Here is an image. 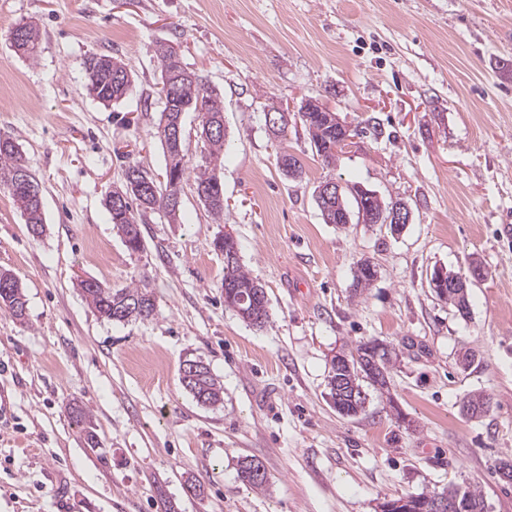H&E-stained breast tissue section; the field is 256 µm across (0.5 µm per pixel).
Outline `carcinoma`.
Returning a JSON list of instances; mask_svg holds the SVG:
<instances>
[{
    "label": "carcinoma",
    "instance_id": "1",
    "mask_svg": "<svg viewBox=\"0 0 512 512\" xmlns=\"http://www.w3.org/2000/svg\"><path fill=\"white\" fill-rule=\"evenodd\" d=\"M12 36L20 40L16 47L17 52L34 60L38 57L41 32L37 24L29 22L15 27ZM154 55L157 59L161 73L160 92L164 96L163 108L159 121L167 118L168 105L184 112H198L201 114V136L205 139L209 162H216L224 158V146L226 134L210 135L206 133L208 118H221L224 116V104L218 93L211 90L203 82L197 80L182 79L178 81V87L171 92L167 89L166 74L176 69L173 61V47L169 42L158 41L154 46ZM96 56L92 55L84 62L85 87L95 100L109 105L126 97L130 87L112 79V70L107 64L94 65ZM300 120L308 129L311 142L316 154L328 164L336 155V150L343 143L336 141V123L329 119L327 112H304ZM166 167L163 179L158 180L149 175L137 165H131L127 173H132L141 180H147L153 186L146 198L134 197L143 210H160L169 212V203L172 196L182 190L186 178L188 165L185 159L184 149L177 147H165ZM30 169L29 160L18 144L13 140L0 142V188L6 190L17 204L25 217L27 228H39L45 231L42 204L28 189L16 184L18 172ZM217 167H206L195 176L194 185L197 195H206L211 198L208 204L209 212L214 218L219 219L224 214V182L216 175ZM370 206V210L381 213L386 212L392 203H383L377 196H366L360 193L357 186H348L342 189L341 200L338 203L340 219H329L327 223L344 225L349 222L353 211L361 210L364 206ZM105 206L109 220L116 226L124 237V242L133 253L143 249V239L139 224L133 215L130 202L125 200L116 202L112 200V192L105 195ZM375 278V271L357 265L353 278L354 290L368 287ZM223 283L229 284L224 289V306L235 311L243 320L257 327L264 326L268 319V310L262 308L263 300L267 295L257 298L253 291L260 286L251 275L239 263V257H234L232 263L224 265ZM80 288L88 303L98 315L107 320L125 322L132 320H145L153 315L155 304L151 294L146 288H112L105 286L92 287L80 282ZM27 300L21 283L16 277H11V284L7 288H0V309L8 311L18 320L25 319ZM349 364L332 370L328 385L330 390L336 389V377L340 376L345 381V392L338 394L340 402L354 413H359L360 408L352 402V394L362 393V383L370 382L381 388L387 385V371L391 363V354L386 347L372 341L358 344L355 351L347 355ZM190 393L199 402L214 406L223 400V388L213 378L208 367H202L196 379L188 382ZM252 462L248 458L239 461V477L249 486L262 489L266 486L268 478L260 481L251 479ZM452 493H459L467 502V512H484V504L481 495L474 488L464 490L452 488Z\"/></svg>",
    "mask_w": 512,
    "mask_h": 512
}]
</instances>
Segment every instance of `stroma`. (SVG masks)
<instances>
[{"label":"stroma","mask_w":512,"mask_h":512,"mask_svg":"<svg viewBox=\"0 0 512 512\" xmlns=\"http://www.w3.org/2000/svg\"><path fill=\"white\" fill-rule=\"evenodd\" d=\"M29 21L42 40L33 61L11 43ZM159 41L224 102V215L185 182L178 221L136 210L134 253L104 197L129 165L164 172ZM93 54L130 63L121 101L87 92ZM307 99L351 130L333 164L299 120L279 139L266 129L267 105L295 112ZM1 135L41 185L45 232L30 235L0 190V270L27 299L24 320L0 310V512H378L468 486L484 512H512L498 474L512 460V0H0ZM283 151L301 177L279 169ZM328 180L406 201L411 224L396 235L324 223ZM227 233L267 293L263 328L224 305L213 242ZM365 259L377 276L357 293ZM474 264L483 276L463 318L428 278ZM87 278L147 285L153 316L100 318L78 288ZM363 340L399 358L388 389L367 388L363 411L344 416L330 360ZM188 359L210 368L223 404L184 389ZM475 393L490 410L472 418L461 407ZM246 456L264 462L265 489L240 481Z\"/></svg>","instance_id":"stroma-1"}]
</instances>
